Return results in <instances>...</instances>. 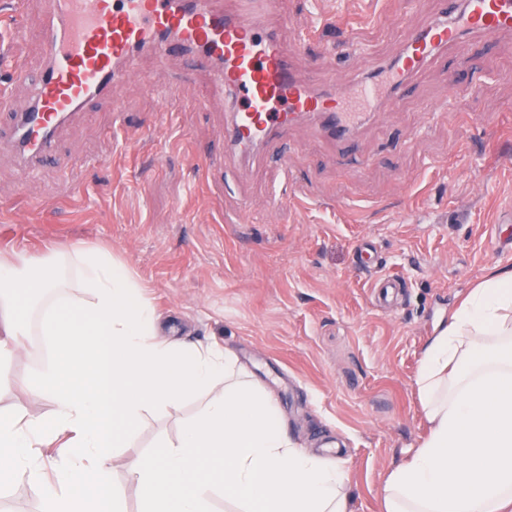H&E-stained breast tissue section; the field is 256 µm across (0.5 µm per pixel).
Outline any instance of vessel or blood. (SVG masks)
Wrapping results in <instances>:
<instances>
[{
    "instance_id": "vessel-or-blood-1",
    "label": "vessel or blood",
    "mask_w": 512,
    "mask_h": 512,
    "mask_svg": "<svg viewBox=\"0 0 512 512\" xmlns=\"http://www.w3.org/2000/svg\"><path fill=\"white\" fill-rule=\"evenodd\" d=\"M40 5L45 65L37 80L0 45V109L11 110L14 85L30 86L28 109L0 124V146H12L26 169L56 158L60 132L89 103L117 100L143 53L161 61L178 52L190 57L196 70L220 74L222 94L236 104L224 138L238 153L250 154L299 122L314 124L340 148L354 137L356 115L341 105L357 85L304 80L312 60L306 51L284 49L286 20L278 15V0H238L232 10L221 0H40ZM507 35L512 36V0H447L440 17L400 41L392 63L377 67L373 76L390 77L385 99L394 103L413 77L448 51L471 38L492 44Z\"/></svg>"
}]
</instances>
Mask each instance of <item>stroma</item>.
I'll list each match as a JSON object with an SVG mask.
<instances>
[{"label":"stroma","mask_w":512,"mask_h":512,"mask_svg":"<svg viewBox=\"0 0 512 512\" xmlns=\"http://www.w3.org/2000/svg\"><path fill=\"white\" fill-rule=\"evenodd\" d=\"M26 32L4 35L38 74V0H22ZM442 0H280L287 49L334 52L320 83L368 78ZM317 31L303 43L307 31ZM69 126L55 162L22 176L0 154V253L110 250L160 316L164 336L228 349L275 396L299 446L345 466L353 512H383L382 490L427 431L415 377L424 347L491 273L512 269V37L452 50L413 79L396 106L366 113L337 155L306 124L224 171L209 189L203 162L222 151L223 97L184 57L142 56L120 91ZM163 112L183 113L180 129ZM287 157L280 166L279 157ZM298 186L304 199L275 205ZM398 278L389 305L373 277ZM150 407L113 481L123 512H140L126 462L176 442L209 401Z\"/></svg>","instance_id":"stroma-1"}]
</instances>
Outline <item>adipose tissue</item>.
I'll return each instance as SVG.
<instances>
[{"instance_id": "ef3b65f1", "label": "adipose tissue", "mask_w": 512, "mask_h": 512, "mask_svg": "<svg viewBox=\"0 0 512 512\" xmlns=\"http://www.w3.org/2000/svg\"><path fill=\"white\" fill-rule=\"evenodd\" d=\"M71 259L91 300L64 298L42 321L48 349L25 379L28 300L64 287L58 253L0 258V397L17 387L50 415L0 413V480L26 477L41 512H121L112 451L142 411L213 391L177 444L129 463L141 512H212L223 491L238 512H351L340 462L299 448L272 396L224 350L171 342L129 269L104 249ZM222 392H215L216 382ZM428 433L384 487L385 512H512V270L473 288L426 345L415 380ZM60 443L52 464L31 451ZM220 466L205 468L204 455Z\"/></svg>"}]
</instances>
